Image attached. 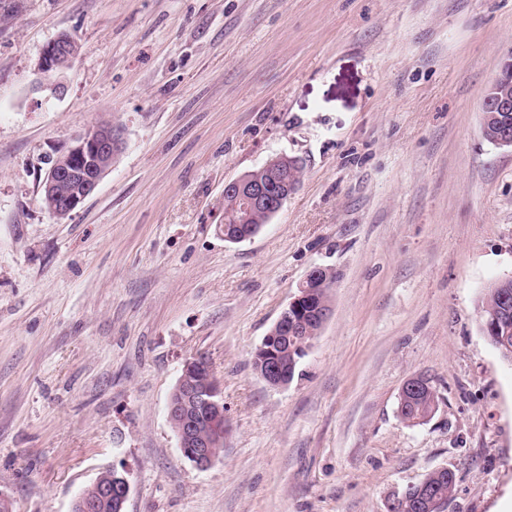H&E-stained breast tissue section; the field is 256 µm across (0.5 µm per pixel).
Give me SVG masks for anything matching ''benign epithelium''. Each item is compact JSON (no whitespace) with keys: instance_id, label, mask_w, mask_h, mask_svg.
<instances>
[{"instance_id":"1","label":"benign epithelium","mask_w":512,"mask_h":512,"mask_svg":"<svg viewBox=\"0 0 512 512\" xmlns=\"http://www.w3.org/2000/svg\"><path fill=\"white\" fill-rule=\"evenodd\" d=\"M77 44L72 36L61 33L43 49L38 69L49 72L57 69L55 59L66 56L74 58ZM481 112H512V56L504 62V73L499 76L486 92ZM121 141L112 123H97L80 135L75 143L62 152L52 164L43 185V198L48 202V210L59 220L69 218L83 202L96 190L100 180L112 167ZM305 159L287 154L276 155L262 166L264 176L256 179L247 172L238 178L224 183V194L233 195L242 202V208L235 222L248 224L253 214L266 212L275 216L288 199L298 190L299 185L284 181L283 173L287 168H300ZM327 268H312L298 287L297 294L281 312L270 331L255 349L252 363L257 375L268 385L282 387L285 381L284 366L280 354L274 350L278 344H288L297 336L305 334L304 324L289 317L288 312L300 308L308 298L310 285L325 280ZM198 373L203 384L195 386L185 383V375ZM429 383L419 376L409 378L399 395V408H404L409 396L422 391ZM202 407L215 419L224 416V397L220 382L206 360L194 359L184 365L182 377L172 391L167 416L176 425L179 448L195 467L206 469L217 459L211 441L201 432L194 409ZM407 492L415 494L419 500L417 506L426 512H442L441 502L427 489V481L411 486ZM130 493V483L125 471L112 468V475L106 477L98 486V495L102 500L115 499L124 503Z\"/></svg>"}]
</instances>
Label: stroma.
I'll list each match as a JSON object with an SVG mask.
<instances>
[{"label": "stroma", "mask_w": 512, "mask_h": 512, "mask_svg": "<svg viewBox=\"0 0 512 512\" xmlns=\"http://www.w3.org/2000/svg\"><path fill=\"white\" fill-rule=\"evenodd\" d=\"M61 33L76 57L39 72ZM511 55L512 0H0V498L72 512L114 467L125 512H388L446 467L445 512H512V365L478 314L512 275V149L480 112ZM102 120L122 149L57 221L50 163ZM280 153L300 187L225 241V182ZM316 266L332 316L270 387L252 354ZM200 355L204 470L167 416ZM415 375L439 407L409 425ZM188 373H199L203 378V385L183 384ZM197 407L208 410L209 415L216 420L224 416V397L212 366L206 360L194 359L184 365L182 376L170 395L167 416L176 425L179 448L183 455L195 467L206 469L218 456L213 451L211 441L198 430L201 425L194 413V408Z\"/></svg>", "instance_id": "1"}]
</instances>
